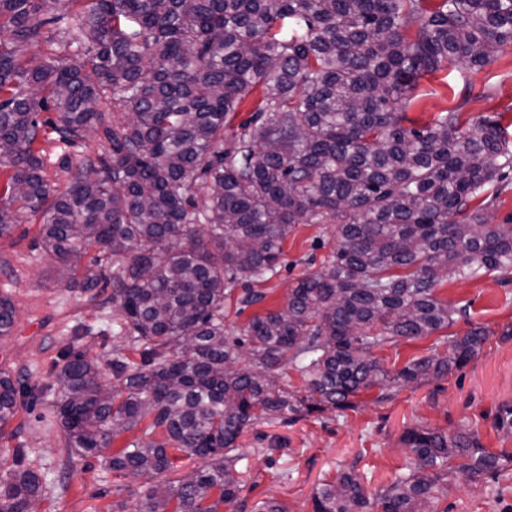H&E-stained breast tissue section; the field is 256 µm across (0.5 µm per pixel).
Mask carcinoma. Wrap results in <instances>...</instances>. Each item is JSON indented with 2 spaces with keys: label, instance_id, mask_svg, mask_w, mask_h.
Here are the masks:
<instances>
[{
  "label": "carcinoma",
  "instance_id": "carcinoma-1",
  "mask_svg": "<svg viewBox=\"0 0 512 512\" xmlns=\"http://www.w3.org/2000/svg\"><path fill=\"white\" fill-rule=\"evenodd\" d=\"M506 46L512 0H0V237L24 214L41 217L66 287L111 286L140 356L115 350L106 383L66 352L55 383L67 446L145 479L138 512L243 510L236 441L251 422L342 414L365 391L382 402L475 358L482 326L393 374L374 351L453 324L462 310L435 296L448 275L512 270V224L486 223L483 207L512 179L500 123L463 130L452 109L404 125L420 78L445 63L480 69ZM47 125L72 145L93 131L110 143L84 152L64 192L45 176ZM298 224L336 225L337 245L284 305L252 317L242 367L224 304L239 284L240 309L265 300L251 285L277 273ZM91 247L112 277L76 278ZM14 322L0 296L1 338ZM285 366L307 395L271 384ZM25 396L35 389L0 371L1 426ZM493 427L512 437V405ZM124 433L134 438L114 447ZM400 441L407 472L370 498L345 470L315 488L313 512H425L458 473L512 480V451L485 447L468 422L416 425ZM13 455L0 512H29L42 480L24 466L27 449ZM184 456L206 464L174 489L162 477Z\"/></svg>",
  "mask_w": 512,
  "mask_h": 512
}]
</instances>
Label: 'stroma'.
Returning <instances> with one entry per match:
<instances>
[{"mask_svg":"<svg viewBox=\"0 0 512 512\" xmlns=\"http://www.w3.org/2000/svg\"><path fill=\"white\" fill-rule=\"evenodd\" d=\"M456 106L468 124L496 116L512 141V51L499 54L480 70L451 64L422 77L407 116L421 126ZM43 148L48 180L65 188L80 149L54 140ZM39 224L38 218L25 216L0 237V294L9 295L16 309L11 334L0 339V370L44 390L0 429V473L13 466L12 450L21 446L28 450L30 468L43 479L38 512H137L143 479L119 475L102 458L67 448L58 422V396L51 388L53 369L68 349L86 352L107 380L112 377L113 350L123 349L128 356L133 350L121 336L111 289L93 299L67 289L56 263L43 252ZM335 245V225H297L284 242L278 273L257 285L267 294L262 306L273 309L285 303L289 288L319 270ZM435 295L449 306L466 307V316L456 317L435 337L377 351V358L395 371L408 358L427 354L430 347L446 352L448 339L482 326L490 337L479 355L448 377L399 390L384 403L375 402L374 392H365L359 408L342 416L326 411L293 423L254 422L238 440V468L248 503L276 499L289 512H312L315 486L347 469L354 470L367 494H374L403 472L408 450L400 437L420 423L452 430L469 421L478 428L484 446L512 449V438L500 441L492 428L498 407L512 404V340L500 338L506 327H512V275H453L438 284ZM431 509L512 512V480L494 489L461 475L452 477L447 493Z\"/></svg>","mask_w":512,"mask_h":512,"instance_id":"35a3bbf8","label":"stroma"}]
</instances>
